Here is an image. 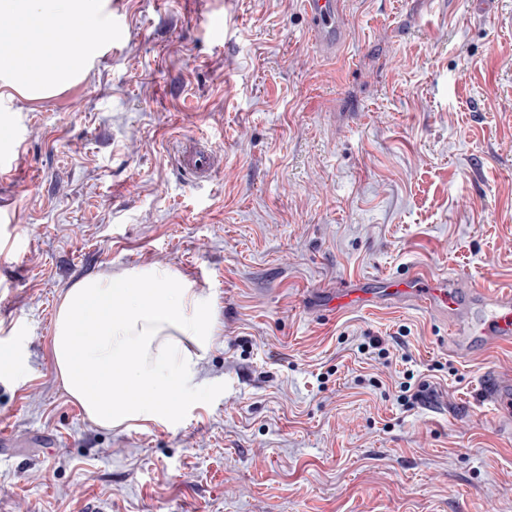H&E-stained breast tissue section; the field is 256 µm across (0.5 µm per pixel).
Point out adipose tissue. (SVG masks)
<instances>
[{"label": "adipose tissue", "instance_id": "adipose-tissue-1", "mask_svg": "<svg viewBox=\"0 0 512 512\" xmlns=\"http://www.w3.org/2000/svg\"><path fill=\"white\" fill-rule=\"evenodd\" d=\"M106 0H0V87L40 99L76 84L112 40ZM85 31L82 49L62 32ZM218 326L181 272L137 267L81 279L56 312L52 354L66 393L93 423L173 420Z\"/></svg>", "mask_w": 512, "mask_h": 512}]
</instances>
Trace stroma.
Segmentation results:
<instances>
[{
	"mask_svg": "<svg viewBox=\"0 0 512 512\" xmlns=\"http://www.w3.org/2000/svg\"><path fill=\"white\" fill-rule=\"evenodd\" d=\"M108 7L83 79L0 112V512H512L482 392L512 347L453 352L447 312L383 291L512 287V0H343L332 57L302 0ZM141 265L193 281L219 333L173 422L109 429L65 393L53 319ZM352 283L375 303L329 309ZM178 159L182 167L198 178H207L214 164L211 152L195 145L183 149Z\"/></svg>",
	"mask_w": 512,
	"mask_h": 512,
	"instance_id": "35a3bbf8",
	"label": "stroma"
}]
</instances>
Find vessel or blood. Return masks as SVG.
Returning <instances> with one entry per match:
<instances>
[{"mask_svg": "<svg viewBox=\"0 0 512 512\" xmlns=\"http://www.w3.org/2000/svg\"><path fill=\"white\" fill-rule=\"evenodd\" d=\"M304 10L314 31L328 45H335L341 34V0H303ZM182 167L190 170L196 177H208L214 159L207 149L191 146L183 149L179 156ZM472 293L479 298L483 312L469 315L466 309L462 288L446 281H427L419 284L411 277L395 290V297L420 302L428 306L446 309L452 321H463V329L454 330L452 339L463 342L469 339L486 347L512 343V289L489 290L472 285ZM375 301L374 293L364 288L346 287L332 293L328 305L333 309L346 307H364ZM485 395L488 401L501 411L512 408V385L495 379L485 382Z\"/></svg>", "mask_w": 512, "mask_h": 512, "instance_id": "b4317fda", "label": "vessel or blood"}]
</instances>
